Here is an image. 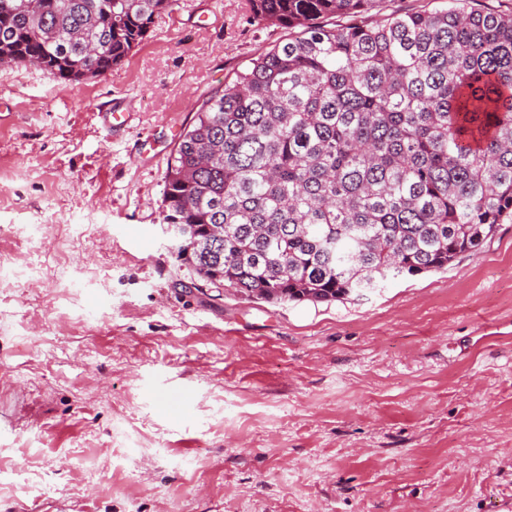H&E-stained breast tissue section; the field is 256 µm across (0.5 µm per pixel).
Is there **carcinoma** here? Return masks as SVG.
<instances>
[{"instance_id":"obj_1","label":"carcinoma","mask_w":512,"mask_h":512,"mask_svg":"<svg viewBox=\"0 0 512 512\" xmlns=\"http://www.w3.org/2000/svg\"><path fill=\"white\" fill-rule=\"evenodd\" d=\"M175 2L0 0V58L97 76ZM376 2L250 0L299 32L206 100L168 161L162 223L190 226L194 275L332 302L444 270L512 221V12L458 0L378 23Z\"/></svg>"}]
</instances>
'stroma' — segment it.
Here are the masks:
<instances>
[{
  "label": "stroma",
  "instance_id": "obj_1",
  "mask_svg": "<svg viewBox=\"0 0 512 512\" xmlns=\"http://www.w3.org/2000/svg\"><path fill=\"white\" fill-rule=\"evenodd\" d=\"M288 36L178 0L104 75L0 65V512H512V223L331 303L171 252L180 134Z\"/></svg>",
  "mask_w": 512,
  "mask_h": 512
}]
</instances>
